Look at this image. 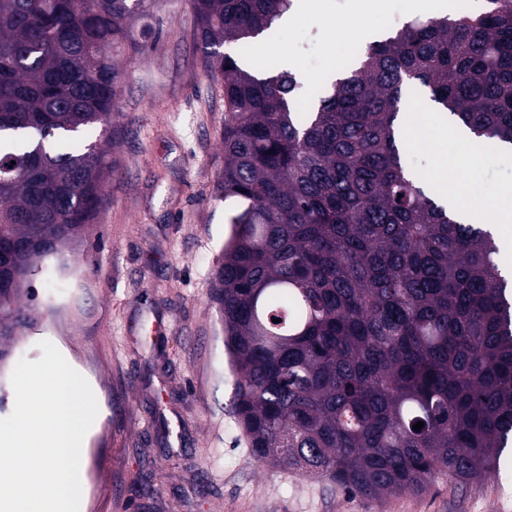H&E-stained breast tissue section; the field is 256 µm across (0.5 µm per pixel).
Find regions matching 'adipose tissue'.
Wrapping results in <instances>:
<instances>
[{
	"label": "adipose tissue",
	"instance_id": "adipose-tissue-1",
	"mask_svg": "<svg viewBox=\"0 0 512 512\" xmlns=\"http://www.w3.org/2000/svg\"><path fill=\"white\" fill-rule=\"evenodd\" d=\"M406 144L412 148H428L435 153L432 182L440 194L456 195L454 182L448 179V167L456 158L477 155L485 146L468 129L449 120L447 113L421 110L413 113L406 129Z\"/></svg>",
	"mask_w": 512,
	"mask_h": 512
}]
</instances>
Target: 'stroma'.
<instances>
[{
    "label": "stroma",
    "instance_id": "stroma-1",
    "mask_svg": "<svg viewBox=\"0 0 512 512\" xmlns=\"http://www.w3.org/2000/svg\"><path fill=\"white\" fill-rule=\"evenodd\" d=\"M295 23L269 35L305 72L316 101L351 68L349 27L387 36L409 22L407 0H302ZM144 53L127 54L112 114L114 168L103 204L67 272L48 261L33 282L41 313L10 358L38 360L51 341L95 390L98 423L81 463L80 512H512V453L480 486L438 480L429 492L383 500L262 467L234 416V374L211 300L212 268L229 236L224 83L205 70L191 0H150ZM462 197L512 187V152L462 158L448 170Z\"/></svg>",
    "mask_w": 512,
    "mask_h": 512
}]
</instances>
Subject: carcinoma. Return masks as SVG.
Listing matches in <instances>:
<instances>
[{
    "instance_id": "1",
    "label": "carcinoma",
    "mask_w": 512,
    "mask_h": 512,
    "mask_svg": "<svg viewBox=\"0 0 512 512\" xmlns=\"http://www.w3.org/2000/svg\"><path fill=\"white\" fill-rule=\"evenodd\" d=\"M291 2L192 0L224 80L230 235L213 300L237 422L258 462L351 494L478 485L512 445V280L488 227L409 172L400 103L417 81L512 145V0L403 24L311 105L292 73L241 65ZM146 13L147 0H0V354L36 322L25 298L43 247L75 252L99 211L115 57L142 49Z\"/></svg>"
}]
</instances>
